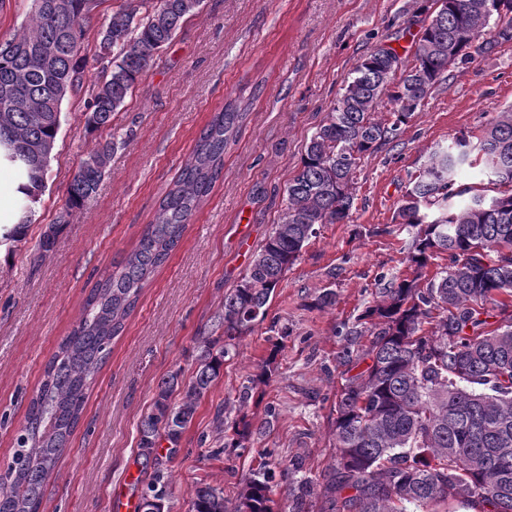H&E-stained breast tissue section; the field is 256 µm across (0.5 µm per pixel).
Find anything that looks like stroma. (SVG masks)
<instances>
[{"instance_id":"stroma-1","label":"stroma","mask_w":512,"mask_h":512,"mask_svg":"<svg viewBox=\"0 0 512 512\" xmlns=\"http://www.w3.org/2000/svg\"><path fill=\"white\" fill-rule=\"evenodd\" d=\"M419 6L420 0H204L113 114L111 127L87 129V92L64 99L34 221L24 243L5 248L0 260V463L12 451L45 363L80 318L101 274L154 220L201 129L231 99L243 96L252 105L224 153L223 180L113 343L47 483L44 512H112L114 495L140 496L147 478L138 426L159 382L178 369L191 377L198 338L222 335L224 297L279 222L306 145L359 58L385 44L403 66L412 65ZM510 104L512 42L453 68L392 143L362 158L350 221L318 225L276 289L266 322L236 339L223 376L201 400L179 451L168 457L171 512H189L201 484L223 490L227 506H234L244 480L266 461L288 469L289 485L320 481L334 454L331 402L344 378L336 356L347 340L339 330L406 269L408 238L394 219L411 173L430 150L479 131ZM111 137L119 145L96 193L68 209L74 170ZM50 224L59 232L42 255L39 236ZM326 287L336 303L322 309L315 299ZM271 354L274 372L239 409L241 386ZM271 404L279 410L273 419L265 413ZM219 410L226 423L245 414L266 432L246 450L224 448L213 425ZM268 448L276 451L269 460ZM297 458L301 470H289Z\"/></svg>"}]
</instances>
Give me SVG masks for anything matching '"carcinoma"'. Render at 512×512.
Returning a JSON list of instances; mask_svg holds the SVG:
<instances>
[{
	"label": "carcinoma",
	"mask_w": 512,
	"mask_h": 512,
	"mask_svg": "<svg viewBox=\"0 0 512 512\" xmlns=\"http://www.w3.org/2000/svg\"><path fill=\"white\" fill-rule=\"evenodd\" d=\"M44 3L22 31L0 38V163L13 169L23 194L20 220L0 228V243L25 239L45 191L62 102L83 87L86 28L97 24L93 61L106 72L90 87L87 101V126L98 130L110 125L155 54L200 12L203 0H115L99 19V0ZM419 14L412 67L402 68L395 49L378 46L345 79L354 88L339 93L312 135L288 182L283 217L246 276L224 297V335L201 337L189 381L177 370L158 385L139 423V456L143 469H151L140 501L159 502L157 512H168L159 441L170 444L169 455L178 452L198 402L224 370L232 341L264 322L270 299L315 236V226L351 218L361 157L393 141L447 81L448 54L460 64L472 59V44L459 40V31L483 39L482 54L489 56L501 43L497 27L512 29V0H425ZM385 96L392 108L379 117ZM250 106L234 99L212 115L160 198L154 221L90 289L80 319L44 366L11 458L0 466V512H40L44 488L113 341L223 177L224 153ZM113 150V141L100 142L81 161L68 186L69 207L96 192ZM465 166L483 183L458 184ZM395 220L409 239L408 273L392 278L362 320L339 330L352 344L368 337L356 357L343 348L339 363H370L344 378L335 394V456L319 484L323 512H456L457 505L512 512V316L490 322L491 311L512 299V105L479 133L430 151ZM442 255L448 263L425 278L424 270ZM274 363L271 354L241 387L239 406H246L256 382L271 376ZM215 422L224 447L251 443L248 421L227 430L219 409ZM279 487L275 471L263 464L245 479L234 512H274ZM313 492L309 479L284 490L279 512H307ZM191 512H228L224 491L197 487Z\"/></svg>",
	"instance_id": "1"
}]
</instances>
